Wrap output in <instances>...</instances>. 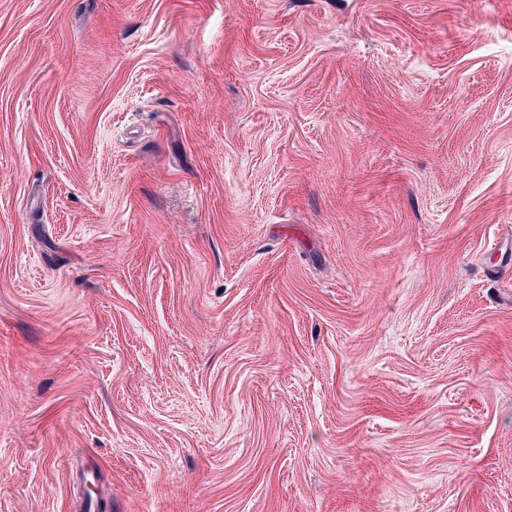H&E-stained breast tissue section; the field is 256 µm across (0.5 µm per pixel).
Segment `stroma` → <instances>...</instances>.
Here are the masks:
<instances>
[{
  "label": "stroma",
  "mask_w": 512,
  "mask_h": 512,
  "mask_svg": "<svg viewBox=\"0 0 512 512\" xmlns=\"http://www.w3.org/2000/svg\"><path fill=\"white\" fill-rule=\"evenodd\" d=\"M512 0H0V512H512Z\"/></svg>",
  "instance_id": "1"
}]
</instances>
